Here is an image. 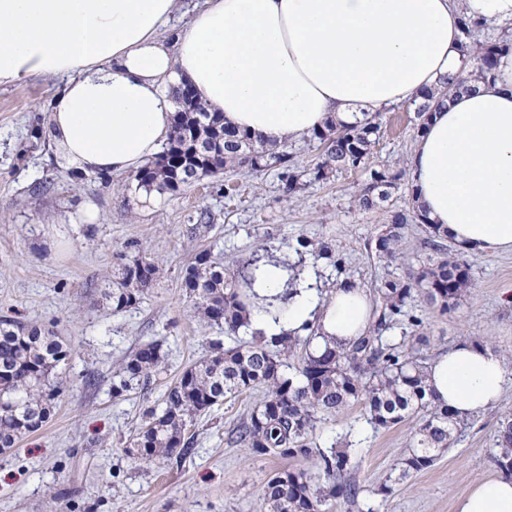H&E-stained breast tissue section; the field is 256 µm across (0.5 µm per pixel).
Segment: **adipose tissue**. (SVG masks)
Masks as SVG:
<instances>
[{
    "label": "adipose tissue",
    "mask_w": 512,
    "mask_h": 512,
    "mask_svg": "<svg viewBox=\"0 0 512 512\" xmlns=\"http://www.w3.org/2000/svg\"><path fill=\"white\" fill-rule=\"evenodd\" d=\"M178 0H0V85L53 78L55 145L78 174L139 170L165 143L187 82L226 125L285 145L327 119L354 124L423 94L470 66L461 17L512 25V0H204L174 36ZM429 220L464 251L512 253V47L489 82L430 113L407 171ZM268 336L312 322L343 346L371 324L370 295L340 282L309 289L271 316ZM512 371L489 347L462 341L428 366L435 400L459 419L500 397ZM454 512H512V478L476 483Z\"/></svg>",
    "instance_id": "ef3b65f1"
}]
</instances>
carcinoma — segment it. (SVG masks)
I'll use <instances>...</instances> for the list:
<instances>
[{"instance_id": "carcinoma-1", "label": "carcinoma", "mask_w": 512, "mask_h": 512, "mask_svg": "<svg viewBox=\"0 0 512 512\" xmlns=\"http://www.w3.org/2000/svg\"><path fill=\"white\" fill-rule=\"evenodd\" d=\"M500 44L466 45L476 60L474 69L452 76L414 105L417 130L427 115L446 105L461 91H474L488 81ZM168 94L175 104L171 131L162 151L135 175L136 188L147 194H176L185 185L223 171L273 170L284 196L304 186L303 178L328 180L339 171L366 174L354 196L355 206L370 211L389 200L391 190L406 176L404 170L379 169L371 164L372 148L380 137L375 118L357 125L330 121L310 134L320 150L318 161L299 170L288 147H268L245 132L224 125L218 112L209 111L195 95H187V84L169 83ZM425 224L427 264L414 268L402 261L397 229L405 224ZM447 233L429 223L427 214L414 206L392 217V228L375 243L376 258L384 263L401 262L404 272L384 280L371 297L372 323L365 334L340 349L312 350L317 329L305 323L293 332L270 338L252 333L245 345L224 347L223 340H211L210 354L186 368L167 386L160 408L147 411L145 423L126 445V452L142 461L182 460L192 450L194 436L187 425L203 411L227 397L260 387L264 398L231 432L229 443L252 453H276L284 458L304 459L315 454L310 432L319 414H335L356 402H363L370 422L388 428L416 420L409 453L402 462L401 477L434 464L454 442L458 422L448 408L437 403L427 389L423 362L400 349L388 332L399 325L423 337L425 316L413 309L448 312L449 302L467 287L469 277L457 260L442 256L441 240ZM292 262L273 255L272 249H254L235 260L232 273L203 249L184 270L183 288L205 321L224 327V334L236 336L249 329L247 315L254 309L270 315L281 312L298 294L303 257L327 259L342 269L328 244L301 236L296 239ZM272 266L280 270L284 290L277 294L258 291ZM115 288L107 293L112 310L122 311L138 304L160 277V267L142 254L121 253L113 274ZM305 349L299 367L285 372L287 357ZM70 352L55 334L14 318L0 319V450L14 447L25 435L40 429L51 416L66 383L59 367L67 364ZM166 371L162 344L150 341L125 360L123 378L112 385L114 396L131 382L146 386ZM319 476L304 470L283 469L273 473L264 490L266 512H328L340 501L354 506L359 489L353 482L356 468L347 448H330L318 453ZM491 462L512 475V414L499 418Z\"/></svg>"}]
</instances>
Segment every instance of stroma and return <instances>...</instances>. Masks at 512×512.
I'll use <instances>...</instances> for the list:
<instances>
[{"label":"stroma","mask_w":512,"mask_h":512,"mask_svg":"<svg viewBox=\"0 0 512 512\" xmlns=\"http://www.w3.org/2000/svg\"><path fill=\"white\" fill-rule=\"evenodd\" d=\"M56 91L51 78L0 85V317L52 330L71 352L67 387L49 420L0 451V512H264L267 479L295 461L227 443L262 389L197 416L188 428L194 451L181 462H144L125 450L167 386L208 355L210 338L222 336L196 312L183 271L203 249L228 265L262 244L285 247L304 235L329 242L344 260L340 274L323 260L307 264L325 290L344 277L374 289L401 271L400 264L379 262L370 246L394 212L412 208V188L402 182L388 202L364 212L353 204L363 180L358 172L307 184L286 198L273 172L230 171L146 200L135 193L133 174L77 180L55 149L44 148ZM382 122L371 162L404 167L417 137L414 109L394 106ZM203 210L212 226L190 235L191 218ZM130 240L162 274L141 303L116 312L103 292ZM445 245L470 281L448 313L428 312L421 354L431 359L475 338L511 357L512 254H471L450 239ZM152 340L163 344L167 372L150 387L136 384L113 396L126 357ZM510 411L512 385L497 405L461 426L433 466L404 478L400 463L412 423L374 429L359 403L322 416L312 433L318 448L336 443L361 458L357 506L341 502L333 512H454L456 497L497 475L488 450L498 418ZM386 484L387 497L379 493Z\"/></svg>","instance_id":"obj_1"}]
</instances>
